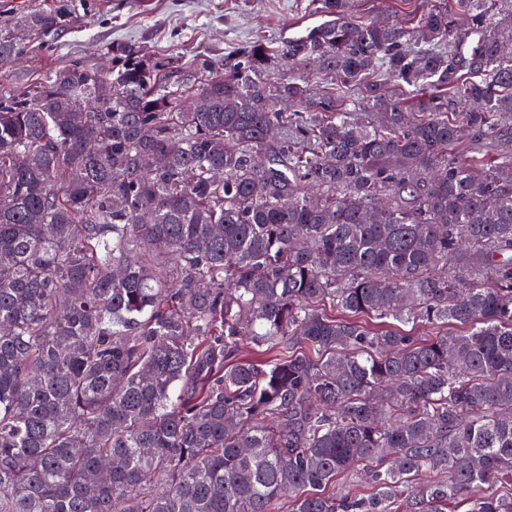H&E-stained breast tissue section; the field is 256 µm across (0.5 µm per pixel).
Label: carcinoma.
<instances>
[{"label":"carcinoma","mask_w":512,"mask_h":512,"mask_svg":"<svg viewBox=\"0 0 512 512\" xmlns=\"http://www.w3.org/2000/svg\"><path fill=\"white\" fill-rule=\"evenodd\" d=\"M320 9L0 89V512H512V0ZM355 5L354 13L358 20L365 23L382 21L388 17L399 20L419 12L425 2L423 0H351Z\"/></svg>","instance_id":"1"}]
</instances>
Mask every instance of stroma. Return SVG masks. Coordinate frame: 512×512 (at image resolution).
<instances>
[{
	"label": "stroma",
	"mask_w": 512,
	"mask_h": 512,
	"mask_svg": "<svg viewBox=\"0 0 512 512\" xmlns=\"http://www.w3.org/2000/svg\"><path fill=\"white\" fill-rule=\"evenodd\" d=\"M64 3L69 20L63 28L24 33L28 13ZM353 3L360 21L369 23L415 14L424 0ZM317 14L316 0H0V29L20 34L24 46L21 60L0 64V86L21 88L74 62L109 69L116 43L177 58L187 68L202 59L220 64L258 37L284 44L287 27Z\"/></svg>",
	"instance_id": "obj_1"
}]
</instances>
